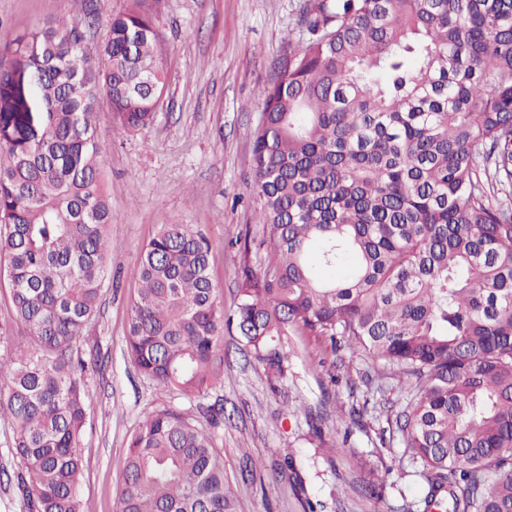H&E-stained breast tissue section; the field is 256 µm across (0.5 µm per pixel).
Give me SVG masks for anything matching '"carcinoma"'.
Masks as SVG:
<instances>
[{"instance_id":"1","label":"carcinoma","mask_w":512,"mask_h":512,"mask_svg":"<svg viewBox=\"0 0 512 512\" xmlns=\"http://www.w3.org/2000/svg\"><path fill=\"white\" fill-rule=\"evenodd\" d=\"M131 0L91 49L79 21L0 43V277L21 336L0 352V417L26 512H83L86 379L78 342L109 275L100 100L117 132L153 122L167 76ZM307 37L258 91L254 213L265 265L243 261L234 317L192 224L143 248L126 353L165 390L203 397L224 324L288 371L290 333L348 342L410 379L403 447L426 509L512 512V0H305ZM145 412L115 512H236L200 418Z\"/></svg>"}]
</instances>
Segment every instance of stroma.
I'll return each mask as SVG.
<instances>
[{
  "instance_id": "1",
  "label": "stroma",
  "mask_w": 512,
  "mask_h": 512,
  "mask_svg": "<svg viewBox=\"0 0 512 512\" xmlns=\"http://www.w3.org/2000/svg\"><path fill=\"white\" fill-rule=\"evenodd\" d=\"M90 0H0V41L50 19L82 17ZM302 0H149L160 35L165 92L152 124L115 133L99 110L105 191L112 206L110 287L80 348L104 357L87 380L89 413L81 440L79 492L85 512H113L128 438L140 416L161 404L197 401L161 392L125 353L130 303L143 246L162 224H193L211 242V275L225 311L236 305L243 258L262 265L253 214V130L257 91L307 35ZM288 374L270 388L234 329L224 332V377L215 428L237 512H423L428 484L401 444L395 418L406 379L349 347L331 351L309 336L284 337ZM11 423L0 418V512H24L10 475ZM257 468L246 475L247 459ZM286 468L287 476L272 473ZM381 486L370 497L369 484Z\"/></svg>"
}]
</instances>
